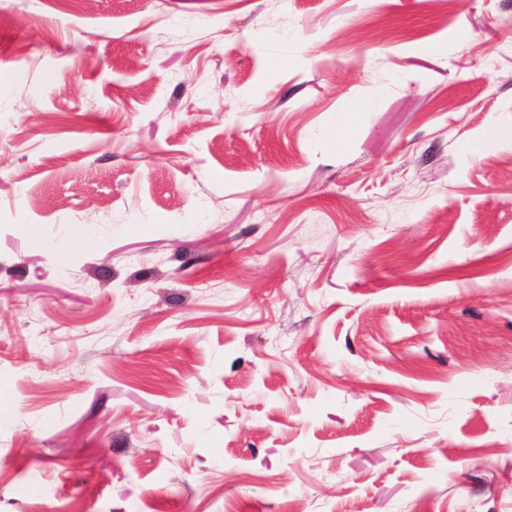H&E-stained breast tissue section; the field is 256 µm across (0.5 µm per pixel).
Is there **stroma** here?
<instances>
[{
    "instance_id": "35a3bbf8",
    "label": "stroma",
    "mask_w": 512,
    "mask_h": 512,
    "mask_svg": "<svg viewBox=\"0 0 512 512\" xmlns=\"http://www.w3.org/2000/svg\"><path fill=\"white\" fill-rule=\"evenodd\" d=\"M74 507L512 512V0H0V512Z\"/></svg>"
}]
</instances>
